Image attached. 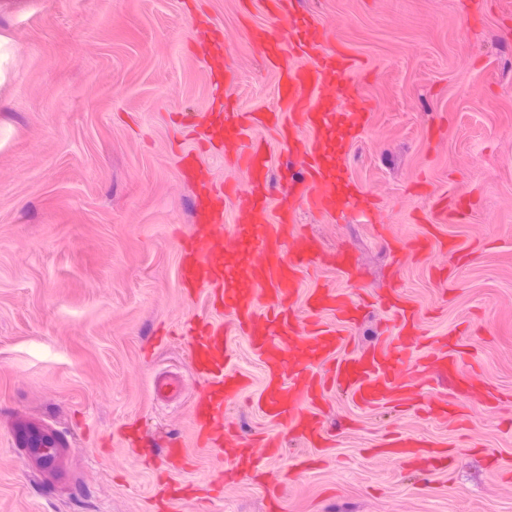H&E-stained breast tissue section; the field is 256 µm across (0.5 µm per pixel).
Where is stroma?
<instances>
[{
    "label": "stroma",
    "instance_id": "stroma-1",
    "mask_svg": "<svg viewBox=\"0 0 512 512\" xmlns=\"http://www.w3.org/2000/svg\"><path fill=\"white\" fill-rule=\"evenodd\" d=\"M299 0L357 55L353 75L371 103L370 126L345 170L383 210L335 216L296 210L326 253L346 248L358 278L327 266L322 284L363 295L349 334L364 348L396 331L376 299L396 287L428 336L466 345L462 372L478 389L467 421L365 409L332 393L325 422L349 421L322 464L306 469L286 440L268 462L289 474L279 512H512V0ZM260 9L239 0H0L11 46L0 83V512H149L154 475L120 437L140 422L156 455L190 444L185 482L206 485L225 466L193 447L199 383L179 331L214 320L205 291L179 280V233L195 190L179 172L192 155L202 178L246 186L221 149L202 143L214 113L267 112L277 82L253 52ZM220 39L229 81L212 80L204 53ZM449 189L458 219L441 233L465 257L409 241L431 226L420 182ZM449 269V283L436 271ZM183 389L157 398L155 377ZM503 394L497 409L485 389ZM50 424L58 467L35 470L21 444ZM399 430L453 448L447 474L413 470L368 449ZM181 512H267L262 488L242 482L183 504Z\"/></svg>",
    "mask_w": 512,
    "mask_h": 512
}]
</instances>
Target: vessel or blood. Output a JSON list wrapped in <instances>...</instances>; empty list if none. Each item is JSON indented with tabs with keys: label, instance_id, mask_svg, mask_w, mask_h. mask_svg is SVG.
I'll use <instances>...</instances> for the list:
<instances>
[{
	"label": "vessel or blood",
	"instance_id": "b4317fda",
	"mask_svg": "<svg viewBox=\"0 0 512 512\" xmlns=\"http://www.w3.org/2000/svg\"><path fill=\"white\" fill-rule=\"evenodd\" d=\"M256 2L267 21L252 26L250 43L278 76V102L269 112L217 116L207 131L208 140L222 143L225 154L238 159L249 177L248 190L230 212L220 192L199 185L179 275L187 291L207 289L232 319L228 327L208 322L187 330L193 370L205 382L194 406L195 443L227 455L218 482H263L272 506L278 501L276 484L264 477L261 464L279 455L285 433L312 448L329 446L332 437L322 417L329 389L365 408L394 404L427 412L432 404L421 399L413 380L447 375L459 348L444 336L425 337L417 310L393 288L382 303L395 315L399 333L370 348L351 349L346 329L360 311L354 298L341 288L301 289L302 274L326 264L344 275L351 272L345 250L326 259L317 240L295 224L294 211L300 205L332 214L351 203L373 208L343 168L347 146L367 125L369 106L349 80L360 60L342 46L326 51L328 29L299 14L296 0ZM290 55L310 63L285 65ZM257 125L275 128L288 145L289 197L276 206L269 153L246 137ZM235 335L245 339L261 364L254 405L276 432L243 435L227 415L251 386L249 376L232 366ZM24 444L42 463L54 460L60 446L42 430L28 433ZM375 452L441 470L453 462L449 449L420 445L404 434L381 442Z\"/></svg>",
	"mask_w": 512,
	"mask_h": 512
}]
</instances>
